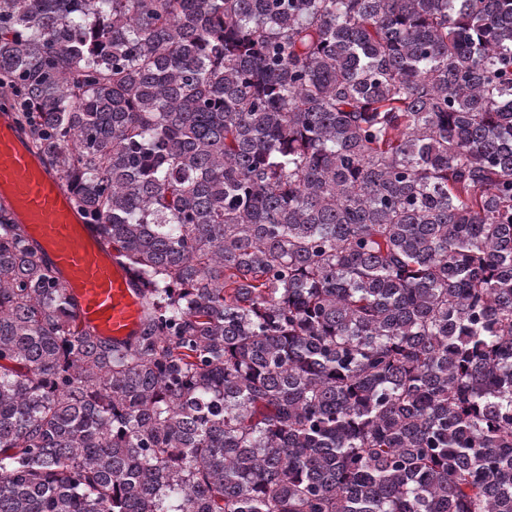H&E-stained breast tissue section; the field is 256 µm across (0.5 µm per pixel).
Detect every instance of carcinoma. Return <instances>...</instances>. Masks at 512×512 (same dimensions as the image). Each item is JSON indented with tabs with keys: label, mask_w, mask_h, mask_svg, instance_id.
Wrapping results in <instances>:
<instances>
[{
	"label": "carcinoma",
	"mask_w": 512,
	"mask_h": 512,
	"mask_svg": "<svg viewBox=\"0 0 512 512\" xmlns=\"http://www.w3.org/2000/svg\"><path fill=\"white\" fill-rule=\"evenodd\" d=\"M0 90L146 292L0 207V512H512V0H0Z\"/></svg>",
	"instance_id": "obj_1"
}]
</instances>
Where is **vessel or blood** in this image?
Returning a JSON list of instances; mask_svg holds the SVG:
<instances>
[{
    "label": "vessel or blood",
    "mask_w": 512,
    "mask_h": 512,
    "mask_svg": "<svg viewBox=\"0 0 512 512\" xmlns=\"http://www.w3.org/2000/svg\"><path fill=\"white\" fill-rule=\"evenodd\" d=\"M0 205L60 271L61 286L82 322L115 343L139 333L145 296L132 272L104 245L5 103L0 105Z\"/></svg>",
    "instance_id": "obj_1"
}]
</instances>
